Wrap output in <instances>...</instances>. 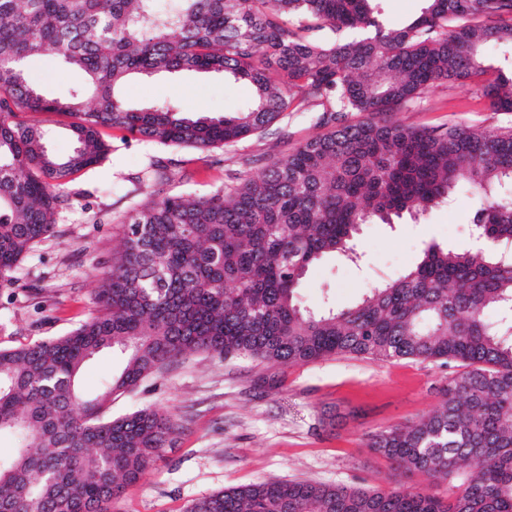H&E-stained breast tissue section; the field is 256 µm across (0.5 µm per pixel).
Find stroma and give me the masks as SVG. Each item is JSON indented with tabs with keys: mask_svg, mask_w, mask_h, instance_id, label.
<instances>
[{
	"mask_svg": "<svg viewBox=\"0 0 512 512\" xmlns=\"http://www.w3.org/2000/svg\"><path fill=\"white\" fill-rule=\"evenodd\" d=\"M28 73L51 96L66 95L85 81L82 71L53 56L31 61ZM122 95L135 107L176 102L190 112L231 114L250 102L252 89L217 73L173 72L133 78ZM394 118L415 128H512V112L490 111L468 81L437 84ZM323 132L316 113L292 112L278 129L202 154L102 129L109 154L75 175L55 236L39 244L10 287L0 288V347L64 335L95 314L98 277L111 267L112 253L120 246L117 219L133 205L156 192L204 195L235 183L241 173L258 175ZM154 158L176 163L174 181L139 184ZM476 207V200L462 193L451 206L418 223L403 219L392 226L364 225L357 241L360 263L328 258L310 267L302 285L307 307L317 311L327 302L352 306L368 288L411 266L427 243L471 244ZM457 371V366L440 362L350 355L288 368L190 356L110 405L115 416L150 406L172 412L183 424L175 447L145 479L125 490L117 512H184L198 498L265 480L389 488L390 463L367 448L366 435L434 410L442 402L439 386Z\"/></svg>",
	"mask_w": 512,
	"mask_h": 512,
	"instance_id": "obj_1",
	"label": "stroma"
}]
</instances>
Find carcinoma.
<instances>
[{
    "instance_id": "carcinoma-1",
    "label": "carcinoma",
    "mask_w": 512,
    "mask_h": 512,
    "mask_svg": "<svg viewBox=\"0 0 512 512\" xmlns=\"http://www.w3.org/2000/svg\"><path fill=\"white\" fill-rule=\"evenodd\" d=\"M0 0V288L55 234L65 191L97 165L112 127L202 153L263 132L289 112H321L330 132L209 195L154 194L117 223L98 313L56 339L0 347V512H114L126 487L177 442L174 414L114 417L187 354L287 368L335 355L456 363L434 412L368 436L399 477L389 489L262 481L196 499L186 512H512V131L414 128L392 114L441 82L476 80L494 112H512V72L485 50L512 44V0H425L400 28L380 0ZM54 55L83 71L64 97L34 86L28 63ZM221 73L248 83L240 112L130 106L134 75ZM348 112L366 119L346 123ZM71 119L57 156L38 114ZM468 191L486 247L428 243L394 279L343 309L303 306L310 266L357 262L363 225L414 220ZM496 317H488L489 311ZM105 350L123 366L100 394L78 386ZM462 474L459 482L452 476ZM448 483V495L427 493Z\"/></svg>"
}]
</instances>
